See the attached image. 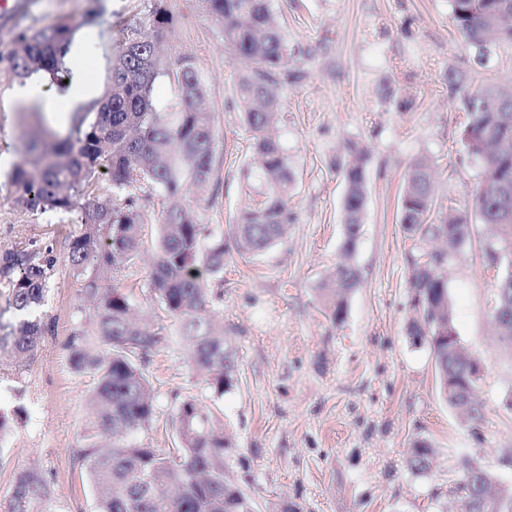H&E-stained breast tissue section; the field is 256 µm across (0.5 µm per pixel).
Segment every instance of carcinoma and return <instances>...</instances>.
Returning a JSON list of instances; mask_svg holds the SVG:
<instances>
[{
    "mask_svg": "<svg viewBox=\"0 0 512 512\" xmlns=\"http://www.w3.org/2000/svg\"><path fill=\"white\" fill-rule=\"evenodd\" d=\"M166 0H151L138 20L122 31L103 97L78 114L64 136L34 130L22 137V160L9 174L15 200L33 214L84 211L85 228L69 243L68 264L80 283V295L98 300L92 330L77 328L67 347L78 371H88L95 385L87 409L92 433L78 457L97 493V512H254L252 501L224 479V433L194 399L180 405L175 426L177 453L147 448L135 439L151 425L155 404L148 379L133 356L167 345L164 326L134 316L128 297L108 287L112 274L138 258L145 219L137 191L152 185L166 197L183 194L190 184H205L213 171V129L202 108L204 81L193 57L163 60L157 45L172 32L173 15ZM207 15L222 29L224 49L248 63L238 86L244 122L251 133L252 164L244 178L258 171L266 184L264 199L240 211L230 229L240 255L261 253L281 240L294 223L288 205L294 175L280 136V89L288 80L292 49L271 7V0H203ZM455 25L478 56L497 44L512 45V0H451ZM76 26L68 21L22 29L0 49V65L26 78L42 71L60 84L69 76L66 58ZM174 79L177 102L166 110L156 101L160 78ZM468 121L463 139L481 162V180L473 205L481 223L491 226L486 252L512 253V88L487 85L463 96ZM364 154L350 146L341 168L346 185L343 201L342 251L357 246L366 202ZM98 174L110 182L94 183ZM435 171L426 158L409 167L400 201V224L409 237L441 247L409 257L408 330L421 337L433 355L441 393L448 404L477 430L485 409L476 400L480 376L476 360L459 340L450 338L454 311L438 270L448 248L470 236L467 217L432 219ZM228 247L224 238H208L193 211L167 208L159 224L150 271L154 300L181 322L195 369L213 393L231 385L236 355L224 341V326L207 310L208 291L201 270L224 271ZM53 248L35 240L0 254V288L7 294L13 318L0 313V350L33 356L52 332L37 311L43 306L54 275ZM359 280L349 262L336 266L319 288L328 318L343 320L347 299ZM498 343L512 350V273L500 278L492 308ZM410 469L433 467L428 443L414 444ZM53 490L36 469H23L13 479L5 512H46ZM458 512H512V489L500 488L484 465L470 467L452 490Z\"/></svg>",
    "mask_w": 512,
    "mask_h": 512,
    "instance_id": "cac0c4a2",
    "label": "carcinoma"
}]
</instances>
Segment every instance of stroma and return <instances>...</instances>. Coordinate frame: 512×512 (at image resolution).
Returning a JSON list of instances; mask_svg holds the SVG:
<instances>
[{"label":"stroma","mask_w":512,"mask_h":512,"mask_svg":"<svg viewBox=\"0 0 512 512\" xmlns=\"http://www.w3.org/2000/svg\"><path fill=\"white\" fill-rule=\"evenodd\" d=\"M149 0H8L0 8V45L26 24L82 23L90 9L97 42L76 34L72 55L98 89H105L124 26ZM294 52L282 89L280 131L294 174L296 214L288 235L251 258L228 251L224 272L209 278L208 308L224 323L237 370L224 395L192 370L175 321L149 293L155 226L168 205L152 186L140 203L147 221L142 257L117 272L112 287L141 314L162 324L171 342L138 364L154 390L156 415L139 442L176 447L174 415L193 398L208 409L230 446L224 476L238 483L256 512L293 501L301 512H456L451 488L475 461L512 487V351L492 334L491 310L499 277L485 253L489 231L471 215L480 163L467 152L462 92L512 84V46L479 59L453 21L450 0H272ZM174 17L161 45L166 59L191 53L206 80L212 114L214 172L189 187L183 202L207 232L225 235L237 213L259 199L260 176L244 179L251 134L237 106L242 64L224 49L219 25L200 0H168ZM17 80L0 68V253L28 239L49 243L57 259L40 315L54 321L36 357L20 363L0 353V406L12 411L10 434L0 441V502L15 472L34 467L50 482L52 512H96L97 497L74 452L88 431L91 373L73 369L67 342L90 328L80 285L67 265L68 240L80 212L34 215L17 204L7 174L20 155L25 131ZM365 149L366 205L352 262L359 282L342 323L325 315L318 290L341 259L346 147ZM428 158L436 177L435 215L469 212L471 236L443 267L463 348L482 367L477 395L486 410L471 431L439 391L428 346L407 334L412 242L399 223V200L410 164ZM426 441L431 471L408 465Z\"/></svg>","instance_id":"35a3bbf8"}]
</instances>
